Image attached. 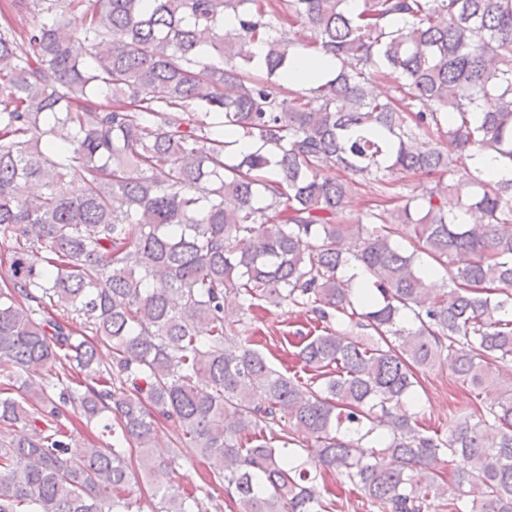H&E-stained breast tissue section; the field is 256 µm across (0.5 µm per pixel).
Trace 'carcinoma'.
<instances>
[{"mask_svg": "<svg viewBox=\"0 0 512 512\" xmlns=\"http://www.w3.org/2000/svg\"><path fill=\"white\" fill-rule=\"evenodd\" d=\"M77 11L75 34L64 16ZM227 16L239 28L226 37ZM285 21L336 61L308 88H284L300 53ZM384 71L413 108L370 93ZM210 117L228 136H210ZM244 139L255 150H236ZM485 152L505 175L445 181ZM395 170L429 181L345 218L358 180ZM450 193L480 223L449 213ZM0 252V512H141L142 474L156 512H209L208 492L161 494L169 465L149 448L162 420L237 512H332L325 472L380 512H512V378L444 439L408 408L419 371L444 360L478 396L484 363L512 371V0H9ZM230 293L325 323L296 343L314 376L251 347ZM71 410L117 433L109 452L63 431ZM301 437L317 461L277 447ZM446 455L460 459L447 481Z\"/></svg>", "mask_w": 512, "mask_h": 512, "instance_id": "obj_1", "label": "carcinoma"}]
</instances>
